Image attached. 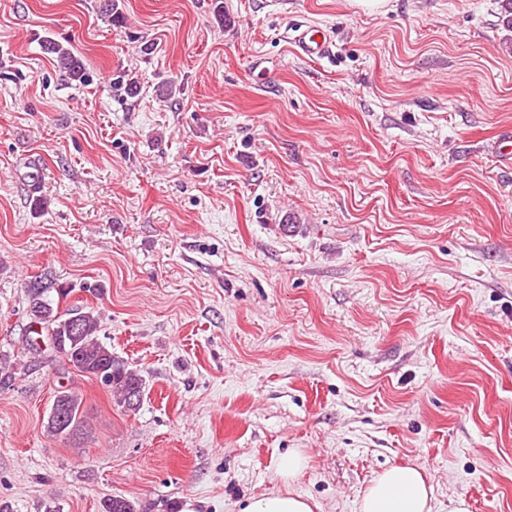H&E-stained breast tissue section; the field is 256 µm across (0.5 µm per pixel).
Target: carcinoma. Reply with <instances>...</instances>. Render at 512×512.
I'll list each match as a JSON object with an SVG mask.
<instances>
[{
  "instance_id": "carcinoma-1",
  "label": "carcinoma",
  "mask_w": 512,
  "mask_h": 512,
  "mask_svg": "<svg viewBox=\"0 0 512 512\" xmlns=\"http://www.w3.org/2000/svg\"><path fill=\"white\" fill-rule=\"evenodd\" d=\"M99 10L114 25L123 24L117 0H101ZM42 50L50 55L62 80L68 83L87 81L81 56L71 45L51 37L42 42ZM26 314L29 326L46 330L55 356L63 359L73 370L97 380L111 395L114 404L124 410H133L130 400L143 397L145 383L139 371L132 368L98 338L100 318L95 311L83 306L60 309L49 296V289L33 287L27 290ZM28 370L0 354V387L13 386L18 370ZM51 406L57 414L47 418V432L64 440L76 439L86 430L82 394L73 388H61L53 396ZM101 512H136L133 503L122 496H111L101 503Z\"/></svg>"
}]
</instances>
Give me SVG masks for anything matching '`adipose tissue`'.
Returning a JSON list of instances; mask_svg holds the SVG:
<instances>
[{"label": "adipose tissue", "mask_w": 512, "mask_h": 512, "mask_svg": "<svg viewBox=\"0 0 512 512\" xmlns=\"http://www.w3.org/2000/svg\"><path fill=\"white\" fill-rule=\"evenodd\" d=\"M432 490L413 466L389 467L363 492L359 512H433Z\"/></svg>", "instance_id": "ef3b65f1"}]
</instances>
